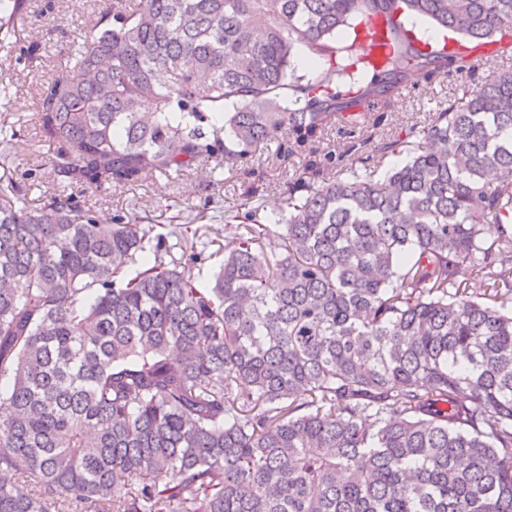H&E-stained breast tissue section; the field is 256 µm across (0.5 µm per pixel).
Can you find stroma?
Here are the masks:
<instances>
[{
	"instance_id": "stroma-1",
	"label": "stroma",
	"mask_w": 512,
	"mask_h": 512,
	"mask_svg": "<svg viewBox=\"0 0 512 512\" xmlns=\"http://www.w3.org/2000/svg\"><path fill=\"white\" fill-rule=\"evenodd\" d=\"M112 0H27L26 10L17 17L16 28L27 40L40 46L38 58L19 52L0 50V87H8L10 96L0 98V113L26 119L19 139L8 145L0 159V190L16 192L25 204L41 207L58 192L48 175L53 148L42 142L30 118L37 112L42 84L65 67L71 45L87 29L100 11L109 9ZM458 76L433 82L417 78L393 101L391 110L398 126L422 124L429 114L446 107L457 93ZM272 165L267 151L238 164L237 175L218 168L214 175L203 171L156 173L137 186L98 189L73 188L81 206L124 220L139 216L163 225L166 245L174 258H181L187 246L181 238L175 217L206 212L207 218L194 249L198 253L193 272L202 284H209L224 250V223L219 216L236 209L242 201L251 173L269 171Z\"/></svg>"
}]
</instances>
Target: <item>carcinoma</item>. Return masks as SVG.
Here are the masks:
<instances>
[{
  "instance_id": "obj_1",
  "label": "carcinoma",
  "mask_w": 512,
  "mask_h": 512,
  "mask_svg": "<svg viewBox=\"0 0 512 512\" xmlns=\"http://www.w3.org/2000/svg\"><path fill=\"white\" fill-rule=\"evenodd\" d=\"M373 18L379 58L337 63ZM486 49L504 66L422 125L320 149ZM71 60L33 114L59 193L0 197V512H512V0H112ZM272 145L305 161L288 213L248 188L207 288L68 193Z\"/></svg>"
}]
</instances>
